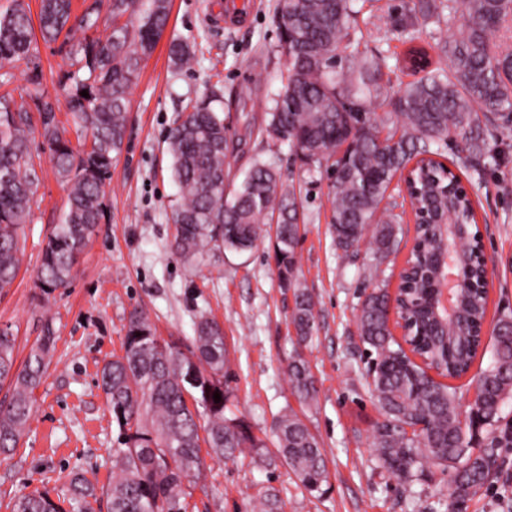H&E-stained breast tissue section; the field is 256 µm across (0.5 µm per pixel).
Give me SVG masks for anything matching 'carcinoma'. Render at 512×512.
<instances>
[{
    "instance_id": "obj_1",
    "label": "carcinoma",
    "mask_w": 512,
    "mask_h": 512,
    "mask_svg": "<svg viewBox=\"0 0 512 512\" xmlns=\"http://www.w3.org/2000/svg\"><path fill=\"white\" fill-rule=\"evenodd\" d=\"M357 0H278V48L287 60L284 89L267 108L266 131L294 148L307 171L332 170V234L336 249L347 257L372 231L375 276L399 250L404 229L398 203L390 192L397 175L417 161L416 206L431 211L453 207L456 219L474 220L467 195L454 189L453 173L435 160L441 140L457 142L475 167L495 161L487 154L481 125L512 112V48L491 35L512 33V0H409L407 12L396 19L410 47L395 57L394 68L415 79L390 91L384 83V61L361 56L347 40L357 15ZM106 5L109 36L70 45L74 70L64 86L76 131L90 134V145L78 149L56 118V105L45 95L37 38L58 40L71 25V0H41L39 28L22 0L0 14V86L13 83L10 68L27 67L25 83L0 95V292L14 283L20 268V236L30 217L39 180L31 139L38 133L58 176L68 185L66 210L43 249L36 272L46 293L67 287L74 277L90 235L103 217L105 181L123 147L131 87L165 32L170 0H95L78 26H98ZM436 18L452 34L439 44L437 60L424 47L414 19ZM194 46L184 40L169 44L175 67L190 63ZM87 91L89 97L81 95ZM382 98L386 111L369 108ZM221 96L212 94L186 106L167 136L172 176L182 203L174 210L171 246L183 259L211 249L249 252L262 237L264 225H274V258L281 287L293 290V326L298 351L285 372L293 393L305 404L316 401L317 389L302 354L316 330L315 302L300 286L295 249L299 238L297 196L264 161L256 158L239 185L227 190L233 143L221 113ZM342 148L332 160L329 145ZM443 230L420 224L409 270L410 290L399 314L414 321L413 351L417 364L394 336L386 285L376 286L362 301L357 332L364 349L374 355L368 387L383 421L376 425L372 445L380 464L409 480L428 467L452 472L449 490L458 508L490 480L488 454L472 450L485 430L492 441L512 444V436L495 432L502 407L512 400V321H501L491 341L493 361L476 379L482 395L477 415L462 414L457 388L429 374L456 379L466 375L477 354L474 332L481 326L483 299L465 309L458 326L449 327L423 305L433 287L430 269L419 254L441 249ZM55 346L51 327L32 345L25 362L16 365V336L0 334V383L11 394L0 400V455H9L24 436L33 410V392L47 373ZM224 330L202 314L195 323L191 345L181 348L156 336L145 313L135 308L126 324L124 353L106 361L99 373L120 431L112 449L115 476L103 494L109 512H185L184 487L199 477L201 444L224 458L262 443L241 421L224 415ZM422 425L407 435L405 427ZM277 453L302 487L319 492L328 482L323 449L305 421L295 413L277 417ZM96 488L73 473L68 496L54 500L49 493L18 497L13 512H90ZM258 512H282L275 488L256 494Z\"/></svg>"
}]
</instances>
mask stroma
Here are the masks:
<instances>
[{"mask_svg": "<svg viewBox=\"0 0 512 512\" xmlns=\"http://www.w3.org/2000/svg\"><path fill=\"white\" fill-rule=\"evenodd\" d=\"M219 0H171L167 29L144 62L129 94L127 137L105 183L104 216L69 287L44 293L35 272L54 224L66 208L68 187L55 174L41 137H34L40 178L30 221L21 238L20 271L0 292V326L17 336L25 360L44 328L56 337L52 363L34 392L28 432L8 458H0V512H12L15 496L65 494L69 474L83 473L96 487L112 481L118 427L97 381L105 361L122 355L125 325L142 309L158 336L190 345L198 313L224 329L227 362L225 415L244 420L262 439L259 448L234 459L205 456L186 498V512H251V498L273 486L283 512H512V447H492L479 435L474 447L492 452L495 476L457 510L448 486L452 475L430 468L418 480L390 475L372 450L381 422L368 389V365L356 332L361 301L373 285L365 271L374 256L360 243L339 259L331 234V178L325 170L302 172L292 149L270 134L254 133L271 97L282 87L286 60L278 53L277 0H252L248 21L235 31L216 27ZM402 0H380L376 14L362 13L350 39L362 55L389 57L406 46L395 19ZM194 44L185 68L168 56L171 40ZM43 88L57 103V118H70L62 90L71 70L59 43L39 44ZM218 92L224 121L238 144L231 167L253 159L269 163L282 181L301 188L304 221L296 248L299 281L316 301V334L305 350L318 391L303 406L284 373L293 350L291 292L280 286L273 235L249 252L213 249L188 261L171 248L172 215L181 201L172 178L165 135L186 103ZM495 164L475 172L454 143L440 145L442 160L471 194L488 259L487 327L512 319V117L485 130ZM302 413L326 455L323 493H308L276 455L271 427L285 410Z\"/></svg>", "mask_w": 512, "mask_h": 512, "instance_id": "stroma-1", "label": "stroma"}]
</instances>
